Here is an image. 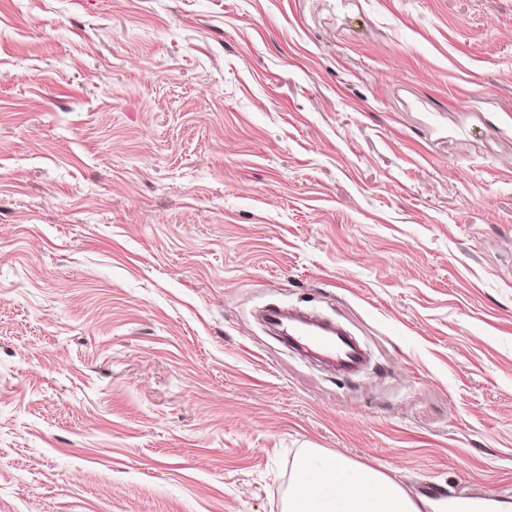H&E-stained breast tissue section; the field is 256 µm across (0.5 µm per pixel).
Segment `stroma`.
I'll return each mask as SVG.
<instances>
[{
	"label": "stroma",
	"mask_w": 512,
	"mask_h": 512,
	"mask_svg": "<svg viewBox=\"0 0 512 512\" xmlns=\"http://www.w3.org/2000/svg\"><path fill=\"white\" fill-rule=\"evenodd\" d=\"M309 448L512 504V0H0V512H282ZM288 318L287 336L283 338L297 347L315 352L345 368H352L361 360V351L345 334L327 330V324L312 318L305 317L293 322H290L291 317Z\"/></svg>",
	"instance_id": "stroma-1"
}]
</instances>
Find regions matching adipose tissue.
<instances>
[{
	"label": "adipose tissue",
	"instance_id": "adipose-tissue-1",
	"mask_svg": "<svg viewBox=\"0 0 512 512\" xmlns=\"http://www.w3.org/2000/svg\"><path fill=\"white\" fill-rule=\"evenodd\" d=\"M284 512H420L395 481L376 468L307 449Z\"/></svg>",
	"mask_w": 512,
	"mask_h": 512
}]
</instances>
